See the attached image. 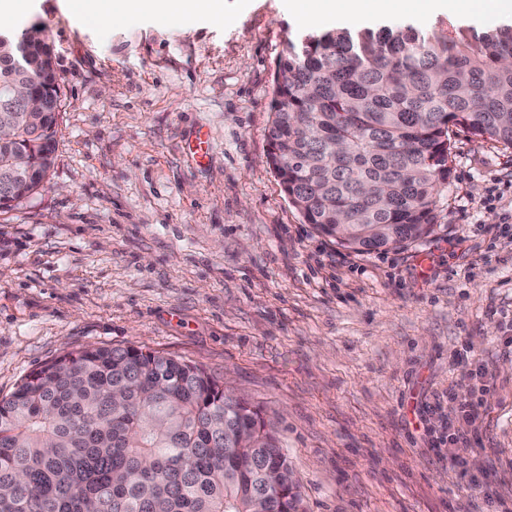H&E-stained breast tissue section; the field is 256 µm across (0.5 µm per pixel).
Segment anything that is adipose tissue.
Masks as SVG:
<instances>
[{
	"instance_id": "ef3b65f1",
	"label": "adipose tissue",
	"mask_w": 512,
	"mask_h": 512,
	"mask_svg": "<svg viewBox=\"0 0 512 512\" xmlns=\"http://www.w3.org/2000/svg\"><path fill=\"white\" fill-rule=\"evenodd\" d=\"M475 6L476 0H429L425 7L421 6L420 0H300L295 16L309 24L322 12L333 9L350 23L356 24L372 13L388 15L403 11L419 18L427 10L455 14L471 11Z\"/></svg>"
}]
</instances>
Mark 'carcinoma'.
Instances as JSON below:
<instances>
[{"mask_svg": "<svg viewBox=\"0 0 512 512\" xmlns=\"http://www.w3.org/2000/svg\"><path fill=\"white\" fill-rule=\"evenodd\" d=\"M27 86L40 112L7 94ZM61 87L48 42L0 47V210L55 162ZM512 149V25L472 43L337 30L280 60L267 162L322 236L357 253L432 231L453 130ZM280 472V489L264 471ZM0 512H304L261 410L203 367L141 347H85L0 399Z\"/></svg>", "mask_w": 512, "mask_h": 512, "instance_id": "cac0c4a2", "label": "carcinoma"}]
</instances>
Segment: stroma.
Returning a JSON list of instances; mask_svg holds the SVG:
<instances>
[{
  "label": "stroma",
  "instance_id": "stroma-1",
  "mask_svg": "<svg viewBox=\"0 0 512 512\" xmlns=\"http://www.w3.org/2000/svg\"><path fill=\"white\" fill-rule=\"evenodd\" d=\"M27 4L10 27L47 39L63 106L46 186L0 211V398L64 352L139 346L259 405L306 512H475L471 476L512 512V149L456 132L433 232L354 253L304 223L266 161L279 59L342 15ZM511 22L484 8L362 27ZM456 399L479 416L464 479L440 455Z\"/></svg>",
  "mask_w": 512,
  "mask_h": 512
}]
</instances>
